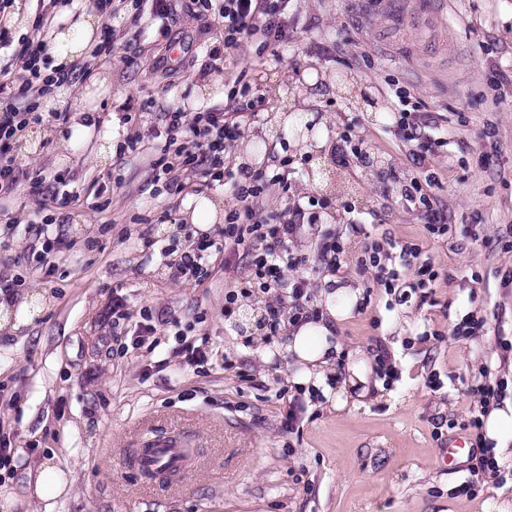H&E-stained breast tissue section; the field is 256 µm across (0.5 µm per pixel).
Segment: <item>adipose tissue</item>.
Returning a JSON list of instances; mask_svg holds the SVG:
<instances>
[{
	"label": "adipose tissue",
	"mask_w": 512,
	"mask_h": 512,
	"mask_svg": "<svg viewBox=\"0 0 512 512\" xmlns=\"http://www.w3.org/2000/svg\"><path fill=\"white\" fill-rule=\"evenodd\" d=\"M99 21L88 12L74 16L65 26L54 27L49 38L56 65L71 63L89 55L97 40ZM324 311L319 318L294 327L285 344L298 365L299 382L314 388H325L330 362L339 353L334 341V324L347 316L356 298L345 288L322 293ZM483 435L492 444L497 462L512 459V398L492 407L484 418Z\"/></svg>",
	"instance_id": "obj_1"
}]
</instances>
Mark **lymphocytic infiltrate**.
Listing matches in <instances>:
<instances>
[{
    "instance_id": "1",
    "label": "lymphocytic infiltrate",
    "mask_w": 512,
    "mask_h": 512,
    "mask_svg": "<svg viewBox=\"0 0 512 512\" xmlns=\"http://www.w3.org/2000/svg\"><path fill=\"white\" fill-rule=\"evenodd\" d=\"M290 0H196L203 11H217L224 21V52L231 55L239 51L245 40L263 37L265 43L284 44L288 36V4ZM46 42L31 39L24 43L19 54L23 80H15L10 71L0 70V95L10 98L40 97L58 87L71 83L76 76L88 75L84 64H71L49 69L45 52ZM45 113L37 105L25 110L9 107L0 112V197L15 192L19 178L12 144L30 126L43 123ZM165 144L159 158L154 159L155 171L167 175V190L179 189L173 179L174 169L204 168L213 179H220L224 163L237 145L242 131L237 122L223 113L208 111L189 114L172 108L163 114ZM304 217L300 207L268 220L254 222L251 209H232L224 214L223 236L227 243L242 248L249 263L247 284L258 285L262 293L284 291L279 303L267 305L259 326L267 335H277L286 325H298L318 317L317 309L309 305L304 257L295 253L291 243ZM293 272V280H286V272Z\"/></svg>"
}]
</instances>
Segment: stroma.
<instances>
[{
    "label": "stroma",
    "mask_w": 512,
    "mask_h": 512,
    "mask_svg": "<svg viewBox=\"0 0 512 512\" xmlns=\"http://www.w3.org/2000/svg\"><path fill=\"white\" fill-rule=\"evenodd\" d=\"M512 0H291V39L277 52L249 43L210 61L224 29L193 13L192 0H168L165 23L151 21L152 0H116L108 23L113 52L90 63L81 91L99 78L109 89L96 102L102 127L120 117L121 140L137 150L123 165L94 163L90 148H62L81 114L34 126L26 158L18 159L19 190L0 200V276L47 293L34 324L0 336V441L12 450L0 487L13 493L0 512H476L486 501L512 506V488L490 484L462 494L473 480L472 457L448 465L450 439L471 441L472 386L483 375L504 381L512 395ZM263 98L258 117L235 116L244 133L229 171L256 169L289 156L286 184L269 185L252 206L255 220L308 200L327 212L303 223L295 249L306 255L307 290L320 303L324 278L370 291L336 325L344 354L372 361L386 350L397 380L365 405L336 410L320 391L300 395L297 367L280 353L284 336L267 342L242 318L224 317V295L243 286L248 260L234 267L213 253L202 281L174 278L162 254L180 256L196 225L183 215L189 195L222 196L229 185L203 170L179 171L183 190L159 189L150 166L163 138L162 114L187 108L197 87L206 106L228 111L236 79ZM424 108L420 123L443 138L427 167L414 161L420 141L398 139L390 84ZM300 116L301 127L277 124ZM361 160L336 159L342 137ZM434 174L433 205L448 219L447 235L427 230L424 210L407 200L410 179ZM72 197L53 203L56 175ZM44 177L41 198L32 177ZM47 202L56 218L38 212ZM343 243L342 267L322 260L325 234ZM418 245L439 272L422 292L401 270L394 291L370 288L356 266L365 248L389 260L400 245ZM122 295L128 322L112 323ZM485 321L482 336L452 334L464 316ZM161 341L149 350L133 335L143 321ZM432 338L420 341L423 332ZM187 339L210 351L204 366L179 355ZM299 399L295 430L283 408ZM179 432L193 450L183 476L146 484L125 459L159 434ZM53 461L69 480L66 492L31 494L30 472Z\"/></svg>",
    "instance_id": "obj_1"
}]
</instances>
